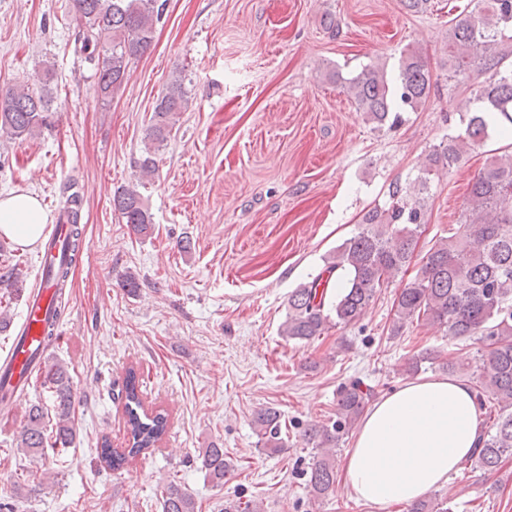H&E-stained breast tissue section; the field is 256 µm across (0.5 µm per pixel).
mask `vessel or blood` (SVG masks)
Masks as SVG:
<instances>
[{
	"label": "vessel or blood",
	"instance_id": "obj_1",
	"mask_svg": "<svg viewBox=\"0 0 512 512\" xmlns=\"http://www.w3.org/2000/svg\"><path fill=\"white\" fill-rule=\"evenodd\" d=\"M69 226L65 219H58L45 246L39 247V286L26 300L23 324L14 339L12 349L0 362V379L6 387L20 389L29 386L34 372L47 351L50 342L44 336L45 319L55 305V287L49 273V259L64 256Z\"/></svg>",
	"mask_w": 512,
	"mask_h": 512
}]
</instances>
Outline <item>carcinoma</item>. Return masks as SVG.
Returning <instances> with one entry per match:
<instances>
[{
    "label": "carcinoma",
    "mask_w": 512,
    "mask_h": 512,
    "mask_svg": "<svg viewBox=\"0 0 512 512\" xmlns=\"http://www.w3.org/2000/svg\"><path fill=\"white\" fill-rule=\"evenodd\" d=\"M75 24V51L95 66L100 97L107 100L125 82L129 64L151 47L154 25L161 19L157 0H70ZM512 27V0H476L470 11L461 12L448 28V71L454 77L489 72L475 96L462 102L469 113L463 132L440 143L428 167L408 184L389 186V202L368 211L364 228L346 240L328 262L324 274L294 289L282 335L298 344H309L331 328L356 324L374 302L377 291L390 279L406 274L413 259L421 227L426 224V196L430 176L439 167L458 163L472 146L488 137L490 120L500 115L512 125V71L501 70L506 32ZM330 77L344 84L366 121L379 130L401 121L403 112H416L427 101L432 75L427 60L415 49L401 55L398 74L387 77L384 69L369 66L352 78L338 71ZM51 99L42 90L12 85L0 90V139L23 140L48 125ZM188 105L182 75L174 77L167 92L157 100L152 123L146 130L145 149L139 160L141 176L154 175L153 154L167 141ZM80 200L71 194L64 213L69 217L66 258L55 273L56 307L48 322L52 335L60 315L72 264L78 258L84 226L80 224ZM114 207L125 223L138 233L147 232L151 214L140 193L124 188ZM338 273L345 287L328 291L329 275ZM0 284L23 291L17 268L0 275ZM390 335L396 336L416 320L445 328L459 339L483 336L488 344L477 358L474 384L481 408L493 410L471 459L485 475H492L503 459L512 457V153L491 158L472 181L466 198L463 225L446 239H439L422 257L416 274L407 280L393 303ZM455 372L456 364L426 352L404 367L416 374L422 365ZM43 385L55 401V423L47 426L38 404L26 411L18 448L30 457L46 455V449L69 447L76 436L72 420L74 392L71 377L57 362L43 361ZM377 396L371 386L355 379L336 393V418L308 425L303 430L311 456L305 470L306 485L314 500L329 497L336 489V448L355 427L367 405ZM124 413L128 447L116 450L106 440L99 455L118 469L156 446L168 427L167 415L148 412L137 392L136 376L125 384ZM252 423L259 443L271 455L286 448L281 414L272 407L256 410ZM201 469L217 487L234 470L224 449L213 444L202 450ZM162 512H198L194 498L171 482L161 492ZM224 512H261L257 503L239 498L224 500ZM411 512H451L445 501L421 499Z\"/></svg>",
    "instance_id": "carcinoma-1"
}]
</instances>
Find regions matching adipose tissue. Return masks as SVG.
Returning a JSON list of instances; mask_svg holds the SVG:
<instances>
[{
    "label": "adipose tissue",
    "mask_w": 512,
    "mask_h": 512,
    "mask_svg": "<svg viewBox=\"0 0 512 512\" xmlns=\"http://www.w3.org/2000/svg\"><path fill=\"white\" fill-rule=\"evenodd\" d=\"M46 222L32 195L0 199V234L31 244ZM482 431V411L467 383L409 381L367 409L345 459L346 484L352 496L383 512L411 504L473 456Z\"/></svg>",
    "instance_id": "adipose-tissue-1"
}]
</instances>
